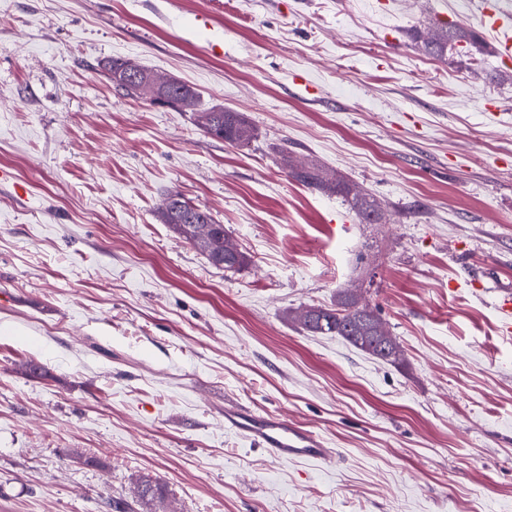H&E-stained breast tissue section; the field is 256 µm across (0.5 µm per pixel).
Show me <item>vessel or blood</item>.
Listing matches in <instances>:
<instances>
[{
    "instance_id": "b4317fda",
    "label": "vessel or blood",
    "mask_w": 512,
    "mask_h": 512,
    "mask_svg": "<svg viewBox=\"0 0 512 512\" xmlns=\"http://www.w3.org/2000/svg\"><path fill=\"white\" fill-rule=\"evenodd\" d=\"M224 425L263 448L279 461L313 460L334 463L336 453L315 432L288 422L280 415L257 414L243 405L224 409Z\"/></svg>"
}]
</instances>
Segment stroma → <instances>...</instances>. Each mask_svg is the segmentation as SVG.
Wrapping results in <instances>:
<instances>
[{
  "instance_id": "stroma-1",
  "label": "stroma",
  "mask_w": 512,
  "mask_h": 512,
  "mask_svg": "<svg viewBox=\"0 0 512 512\" xmlns=\"http://www.w3.org/2000/svg\"><path fill=\"white\" fill-rule=\"evenodd\" d=\"M442 20L489 53L426 55L411 36ZM498 49L473 0H0V512H111L144 475L167 512H512ZM110 59L193 84L254 139L126 96ZM284 147L382 222L288 177ZM171 191L247 264L215 269L162 223ZM345 289L402 363L301 329ZM228 402L338 464L273 459L225 427Z\"/></svg>"
}]
</instances>
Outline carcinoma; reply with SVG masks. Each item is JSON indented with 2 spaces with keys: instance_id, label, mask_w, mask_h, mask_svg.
<instances>
[{
  "instance_id": "obj_1",
  "label": "carcinoma",
  "mask_w": 512,
  "mask_h": 512,
  "mask_svg": "<svg viewBox=\"0 0 512 512\" xmlns=\"http://www.w3.org/2000/svg\"><path fill=\"white\" fill-rule=\"evenodd\" d=\"M412 39L421 43L424 52L437 59H445L448 52L463 47L467 51L477 54L484 52V44L480 37L472 30L457 24H445L437 27L427 38L420 31L412 34ZM175 106L195 113L197 124L207 135L244 146L249 144L255 136L253 127L241 116V113L226 110L223 112L221 125L208 123L211 112L197 109L199 94L197 90L186 84L175 90ZM324 170L288 169V176L297 182L316 190L325 191L327 186L323 181ZM344 198L352 211L355 212L359 223L371 224L368 210L374 206L372 196L355 190L344 180L335 179L334 187L330 189ZM218 226L220 234L214 239L213 247L202 248L197 241L208 234L213 226ZM174 231L188 244L202 253L209 264L224 271H236L247 263V256L229 241L224 225L216 224L210 212L202 208L197 216L187 224L172 225ZM356 295L343 290L336 294V300L329 306H312L304 310L298 322L302 329L316 335H336L344 338L353 347L382 361L396 364L400 361L401 349L396 340L387 332H382L383 338L372 334V326H382V320L377 313L362 319L358 317ZM138 500L145 504L158 502L164 498V489L149 478H142L137 483Z\"/></svg>"
}]
</instances>
